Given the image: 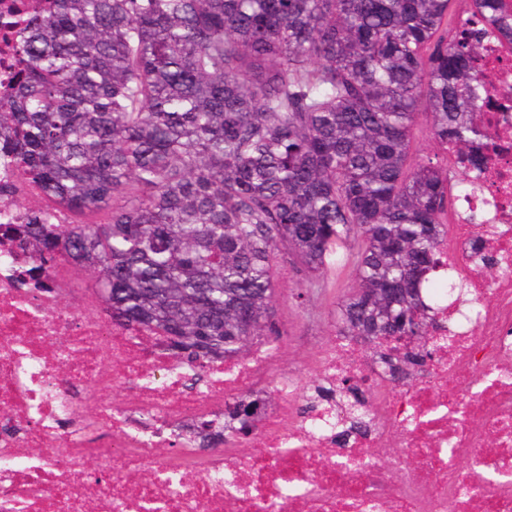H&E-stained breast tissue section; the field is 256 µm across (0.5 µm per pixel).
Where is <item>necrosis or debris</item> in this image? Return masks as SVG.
<instances>
[{"label":"necrosis or debris","mask_w":512,"mask_h":512,"mask_svg":"<svg viewBox=\"0 0 512 512\" xmlns=\"http://www.w3.org/2000/svg\"><path fill=\"white\" fill-rule=\"evenodd\" d=\"M479 64L497 151L466 169L437 268L475 310L436 314L437 348L406 382L345 336L305 360L318 383L366 389L367 434L337 439L349 405L306 398L266 339L188 386L165 338L114 325L67 254L38 287L34 246L0 239V512H512V46L486 34ZM4 185L0 223H25L39 203L0 158ZM259 392L249 449L204 448L201 427L223 433L231 400Z\"/></svg>","instance_id":"necrosis-or-debris-1"}]
</instances>
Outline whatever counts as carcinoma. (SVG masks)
Segmentation results:
<instances>
[{
    "label": "carcinoma",
    "mask_w": 512,
    "mask_h": 512,
    "mask_svg": "<svg viewBox=\"0 0 512 512\" xmlns=\"http://www.w3.org/2000/svg\"><path fill=\"white\" fill-rule=\"evenodd\" d=\"M453 0H45L17 43L0 126L54 203L23 225L42 271L60 252L96 273L112 322L211 338L214 358L277 336L282 256L346 267L343 336H372L393 373L431 357L429 282L452 206L419 137L478 166L482 33ZM494 12L512 44V7ZM96 213L95 224L57 213ZM233 403V429L255 426ZM370 430L356 410L346 433Z\"/></svg>",
    "instance_id": "carcinoma-1"
}]
</instances>
